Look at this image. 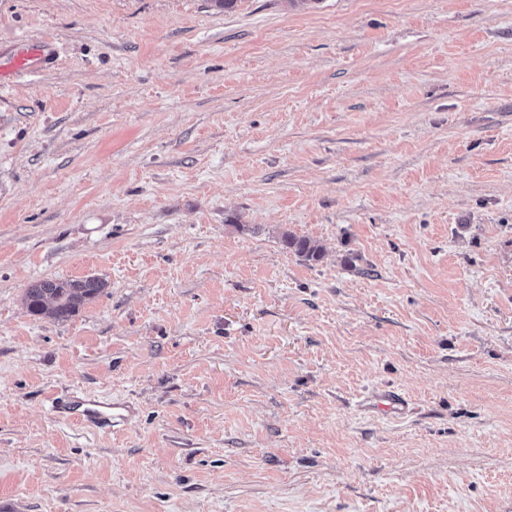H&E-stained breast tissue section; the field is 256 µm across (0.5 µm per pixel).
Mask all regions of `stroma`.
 Segmentation results:
<instances>
[{
    "label": "stroma",
    "instance_id": "obj_1",
    "mask_svg": "<svg viewBox=\"0 0 512 512\" xmlns=\"http://www.w3.org/2000/svg\"><path fill=\"white\" fill-rule=\"evenodd\" d=\"M38 41L0 88V512H512V0H0V60ZM282 243L286 248L292 249L298 256L307 260L318 259L321 256V248L308 239L297 238L290 233H284ZM105 286L106 283L96 277L41 281L27 289L25 303L33 315L47 314L63 320L74 315L86 301L103 292ZM56 412H64L67 419L91 426L112 428L124 422L131 413L125 404L112 403L106 398L90 397L82 392L58 398L52 404Z\"/></svg>",
    "mask_w": 512,
    "mask_h": 512
}]
</instances>
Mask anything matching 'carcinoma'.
Wrapping results in <instances>:
<instances>
[{
    "instance_id": "carcinoma-1",
    "label": "carcinoma",
    "mask_w": 512,
    "mask_h": 512,
    "mask_svg": "<svg viewBox=\"0 0 512 512\" xmlns=\"http://www.w3.org/2000/svg\"><path fill=\"white\" fill-rule=\"evenodd\" d=\"M282 243L307 260L321 256V248L308 239L285 233L282 236ZM105 286L106 283L96 277H87L83 280L41 281L27 289L25 303L33 315L47 314L63 320L74 315L82 304L103 292Z\"/></svg>"
}]
</instances>
